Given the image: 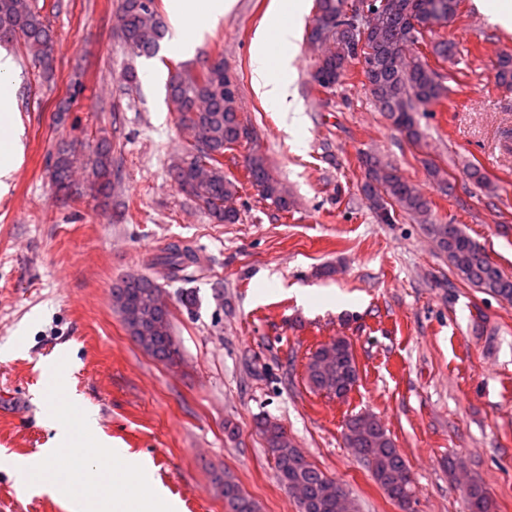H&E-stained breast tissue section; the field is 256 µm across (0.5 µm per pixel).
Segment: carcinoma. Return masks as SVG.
I'll use <instances>...</instances> for the list:
<instances>
[{"label":"carcinoma","instance_id":"cac0c4a2","mask_svg":"<svg viewBox=\"0 0 512 512\" xmlns=\"http://www.w3.org/2000/svg\"><path fill=\"white\" fill-rule=\"evenodd\" d=\"M344 0H316L314 22L326 37L310 35L312 49L319 53L312 81L336 67V58L345 64L336 74L340 83L353 64H361L359 50L347 29ZM459 0H381L367 5L370 19L373 57L376 66L365 72L374 84L371 93L380 110L411 142L421 139L415 112L418 107L436 102L445 91L439 73L427 62L423 54L409 56V47L419 43L422 32L434 25L441 15L457 12ZM121 35L127 47L137 55L151 56L165 35V22L157 11L155 0H121ZM19 37L23 39L38 67L41 76L49 80L54 73V44L51 30L36 8L33 0H0V42ZM498 83L512 85V55L499 60L496 72ZM167 95L180 124L195 134L201 129L210 152L199 153L190 144L188 159L176 165L172 177L188 197L206 208L220 224L238 221L235 209L224 202L238 192L240 182L224 173V151L233 150L239 141L243 123L239 116V87L237 79L224 73V60L214 59L204 66L201 73L177 71L167 85ZM77 163L74 154L62 149L51 164L54 183L58 190L67 191L72 186V174ZM87 165L91 172V190L96 196L107 198L112 193L111 147L107 141L98 142L91 150ZM365 172L364 192L377 219L386 224L397 221V211L416 216L426 225L427 233L440 251L448 257L458 278L485 293L505 296L512 302V278L490 261L484 249L466 235L457 224H440L432 218L431 202L410 181L403 178L388 163L366 155L362 158ZM245 171L251 183L257 184L264 199L274 203L284 212L293 203L281 182L274 178L264 155L250 153ZM157 263L169 270L170 277L184 282L194 279L195 255L187 245L172 244L157 258ZM157 288L154 281L144 275H127L112 287V305L119 312L134 310L145 303ZM152 357L168 362L178 355L171 329L159 334L148 351ZM338 359L337 367L322 370L319 364L326 359ZM351 345L344 347L331 343L311 353L306 364L307 380L316 392L347 394L358 382L353 367ZM257 427L270 451L278 448L283 438V428L265 418L257 420ZM348 447L365 463L375 461L377 471L371 472L376 484L387 497L401 504L413 495V485L399 481L409 467L396 448L385 427H378L375 435L354 444L345 438ZM276 477L280 484L293 492V486L303 488L305 499L297 503L298 512H336L332 501L321 500L322 489L329 477L310 463L303 453L275 460ZM224 503L228 512H258L256 503L241 489L236 479L224 474L222 481ZM469 512H489V495L485 488L475 483L468 491Z\"/></svg>","mask_w":512,"mask_h":512}]
</instances>
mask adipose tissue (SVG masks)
<instances>
[{"mask_svg":"<svg viewBox=\"0 0 512 512\" xmlns=\"http://www.w3.org/2000/svg\"><path fill=\"white\" fill-rule=\"evenodd\" d=\"M166 22L170 44L181 55L194 54L204 36L232 9L234 0H168ZM306 11V0H278L271 32L258 35L252 45L253 87L261 98L282 112L286 128L301 135L305 119L293 86V62L298 53L295 23ZM11 57L0 52V178H9L23 153V131L15 120L17 85Z\"/></svg>","mask_w":512,"mask_h":512,"instance_id":"ef3b65f1","label":"adipose tissue"}]
</instances>
